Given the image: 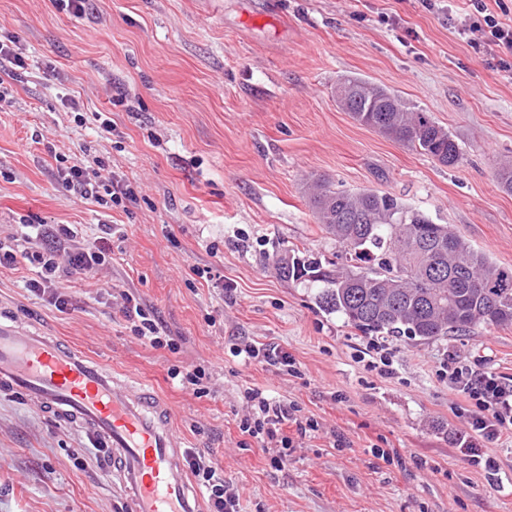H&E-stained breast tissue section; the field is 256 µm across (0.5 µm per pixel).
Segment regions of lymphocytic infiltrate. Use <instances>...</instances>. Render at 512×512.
Instances as JSON below:
<instances>
[{
  "instance_id": "lymphocytic-infiltrate-1",
  "label": "lymphocytic infiltrate",
  "mask_w": 512,
  "mask_h": 512,
  "mask_svg": "<svg viewBox=\"0 0 512 512\" xmlns=\"http://www.w3.org/2000/svg\"><path fill=\"white\" fill-rule=\"evenodd\" d=\"M475 12L470 19L469 31L479 33L483 45L491 47L501 72L512 74V28L500 25L488 13L483 0H474ZM62 182L84 199L97 204L112 202L118 205L134 200L136 191L121 177L98 178L87 168L72 165L59 172ZM80 231L68 224H36L31 232L0 239V266H14L23 262L38 266V278L28 280L26 288L41 297L57 312L66 314L72 308L64 283L74 273L88 274L95 271L106 259L109 248L106 239L89 248L76 246ZM39 240V249H31V240ZM121 313L131 332L142 342L153 347L166 345L164 326L150 313L134 294L123 293ZM448 387L466 397L473 408L466 419L472 435L467 441L465 455L469 462L478 465L483 455L476 446L477 439L498 440L512 437V388L504 385L491 370L479 371L459 366L456 356L448 358ZM254 404V418L244 420L241 430L257 439L262 445L277 448L280 456H287L294 437L285 434L286 425L296 427L297 436L306 437L312 424H301L295 403L276 399L263 391L249 394ZM185 463L197 484L205 491L208 512H241L239 497L230 491L212 461L204 453L189 450Z\"/></svg>"
}]
</instances>
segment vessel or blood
<instances>
[{"mask_svg": "<svg viewBox=\"0 0 512 512\" xmlns=\"http://www.w3.org/2000/svg\"><path fill=\"white\" fill-rule=\"evenodd\" d=\"M0 392L32 398L110 453L130 512H203L168 401L13 316L0 315Z\"/></svg>", "mask_w": 512, "mask_h": 512, "instance_id": "b4317fda", "label": "vessel or blood"}]
</instances>
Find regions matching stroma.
Returning a JSON list of instances; mask_svg holds the SVG:
<instances>
[{"instance_id": "stroma-1", "label": "stroma", "mask_w": 512, "mask_h": 512, "mask_svg": "<svg viewBox=\"0 0 512 512\" xmlns=\"http://www.w3.org/2000/svg\"><path fill=\"white\" fill-rule=\"evenodd\" d=\"M469 12L468 0H92L76 14L0 0V35L28 64L0 97V231L78 224L87 248L112 227L109 263L67 283L73 311L27 291L37 269L22 264L0 267V312L153 384L184 447L223 469L243 512H512V439L484 444L495 470L462 458L468 403L444 378L453 353L511 380L512 328L391 338L385 379L359 360L368 337L320 307L318 285L274 268L291 249L347 263L308 207L314 174L391 193L512 268V193L496 181L512 160V80L459 34ZM346 76L430 112L461 163L353 121L336 105ZM96 156L132 183L133 202L104 209L62 183L61 165ZM123 290L178 351L132 335ZM243 343L278 346L295 372L242 365ZM189 365L206 372L201 391L169 376ZM252 388L318 425L282 465L240 429ZM88 446L34 401L0 394V512H127Z\"/></svg>"}]
</instances>
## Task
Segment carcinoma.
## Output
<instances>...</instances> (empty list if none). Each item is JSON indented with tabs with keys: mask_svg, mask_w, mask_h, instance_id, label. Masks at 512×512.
<instances>
[{
	"mask_svg": "<svg viewBox=\"0 0 512 512\" xmlns=\"http://www.w3.org/2000/svg\"><path fill=\"white\" fill-rule=\"evenodd\" d=\"M336 98L355 121L441 165L462 159L431 113L408 110L385 88L351 77L339 84ZM309 195L321 232L368 268L327 270L315 258L285 255L279 273L324 284L320 307L341 315L347 326L425 342L512 326V269L472 249L448 225L372 189H337L318 178Z\"/></svg>",
	"mask_w": 512,
	"mask_h": 512,
	"instance_id": "carcinoma-1",
	"label": "carcinoma"
}]
</instances>
